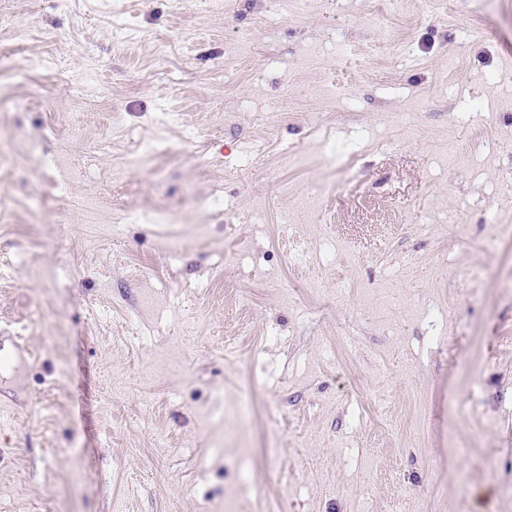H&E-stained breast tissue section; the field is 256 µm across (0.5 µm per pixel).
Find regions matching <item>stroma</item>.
I'll return each instance as SVG.
<instances>
[{"label": "stroma", "mask_w": 512, "mask_h": 512, "mask_svg": "<svg viewBox=\"0 0 512 512\" xmlns=\"http://www.w3.org/2000/svg\"><path fill=\"white\" fill-rule=\"evenodd\" d=\"M509 53L512 0H0V512H512Z\"/></svg>", "instance_id": "35a3bbf8"}]
</instances>
